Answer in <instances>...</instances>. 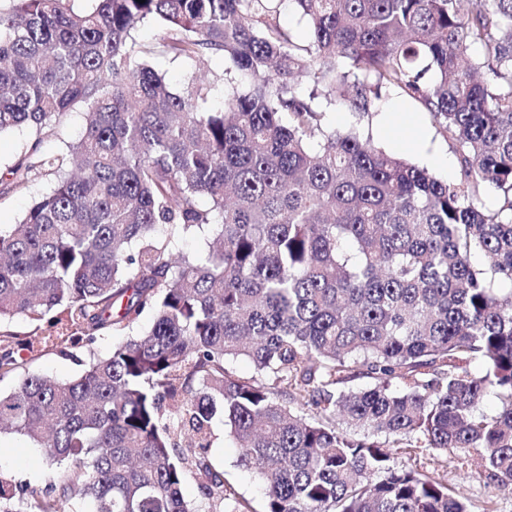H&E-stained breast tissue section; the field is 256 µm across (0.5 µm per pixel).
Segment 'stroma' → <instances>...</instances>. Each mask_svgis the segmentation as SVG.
<instances>
[{"label": "stroma", "mask_w": 512, "mask_h": 512, "mask_svg": "<svg viewBox=\"0 0 512 512\" xmlns=\"http://www.w3.org/2000/svg\"><path fill=\"white\" fill-rule=\"evenodd\" d=\"M152 66L164 74L175 90H187L193 83L207 80L216 89H223L227 64L220 55H213L201 62L187 61L173 55H161L151 61ZM376 114L359 116L349 112L345 107H332L329 121L333 128L346 130L352 127L371 133L376 145L387 151L399 154L412 163L424 167L428 165V156L446 157L449 165L433 169L434 175L456 181L459 167L453 151L439 134L435 124L427 114L419 111L409 101L394 91L383 92L376 100ZM84 129V115L81 109H73L46 133L40 144H32L28 132L15 130L0 136V173L8 165L30 151H37L44 156L56 152L64 143L76 140ZM425 133L422 151L404 148L403 143L411 137L413 130ZM45 181L38 180L29 184L26 190L13 192L0 181V225L18 222L24 212L47 190ZM213 430L216 435L211 454L224 472V480L230 484L238 496L249 503L252 512H262L263 488L255 474L245 471L237 464L238 452L233 448L229 438L224 435V421L215 418ZM416 462L424 470L444 478L450 488L459 496L467 499L478 508L487 507L491 512H512V489L488 483L476 474V461L459 464L446 454L432 450L420 449L416 458L400 455L398 464ZM0 472L12 477L32 490H42L52 476L49 473L40 449L24 437L5 435L0 437Z\"/></svg>", "instance_id": "35a3bbf8"}]
</instances>
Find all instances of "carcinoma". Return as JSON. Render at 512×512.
<instances>
[{"instance_id": "obj_1", "label": "carcinoma", "mask_w": 512, "mask_h": 512, "mask_svg": "<svg viewBox=\"0 0 512 512\" xmlns=\"http://www.w3.org/2000/svg\"><path fill=\"white\" fill-rule=\"evenodd\" d=\"M10 2L0 134L86 124L7 167L51 186L0 226V434L64 472L38 493L0 472V512H196L190 473L213 512H245L210 456L220 412L263 512H474L396 465L417 448L512 485V0H294L302 47L278 0ZM169 53L239 79L218 103L178 92L149 62ZM383 88L431 115L456 181L327 124L323 104L369 113ZM107 331L125 340L98 356ZM76 346L79 376L30 370ZM279 23L293 36L296 42L308 44L310 31L306 21L296 11L292 2H283L278 15ZM81 108H75L64 116L55 125L52 131L42 136V142L38 145L37 153L30 157L36 160L40 156L56 152L64 146V143L76 140L84 129V115ZM182 493L184 499L190 502L199 512H211L209 510L212 509L213 502L203 495L198 482L194 478L188 477L186 479L182 487Z\"/></svg>"}]
</instances>
